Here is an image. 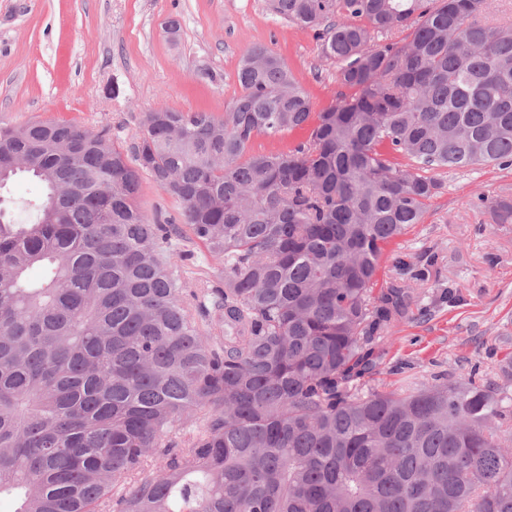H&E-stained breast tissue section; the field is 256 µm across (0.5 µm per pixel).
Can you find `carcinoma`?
<instances>
[{"label": "carcinoma", "instance_id": "cac0c4a2", "mask_svg": "<svg viewBox=\"0 0 512 512\" xmlns=\"http://www.w3.org/2000/svg\"><path fill=\"white\" fill-rule=\"evenodd\" d=\"M269 8L314 32L353 95L313 111L254 45L224 113L146 112L125 148L72 121L0 127V190L44 187L24 219L0 198L14 512H512V387L370 385L411 302L376 290L385 246L423 222L434 172L512 167V24L487 0ZM144 173L181 223L139 208ZM480 202L512 224V197ZM187 231L223 261L195 314Z\"/></svg>", "mask_w": 512, "mask_h": 512}]
</instances>
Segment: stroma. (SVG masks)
<instances>
[{
    "instance_id": "35a3bbf8",
    "label": "stroma",
    "mask_w": 512,
    "mask_h": 512,
    "mask_svg": "<svg viewBox=\"0 0 512 512\" xmlns=\"http://www.w3.org/2000/svg\"><path fill=\"white\" fill-rule=\"evenodd\" d=\"M257 44L286 60L315 109L346 95L312 32L276 16L268 0H0V126L71 120L125 143L149 111L220 114ZM436 177L442 188L423 223L388 247L379 271V287L413 288L423 311L395 323L375 377L391 389L455 381L475 366L492 380L512 353V224L492 223L479 203L512 196V168ZM193 252L183 267L191 304L221 283L220 262L202 246ZM414 270L423 280H411Z\"/></svg>"
}]
</instances>
